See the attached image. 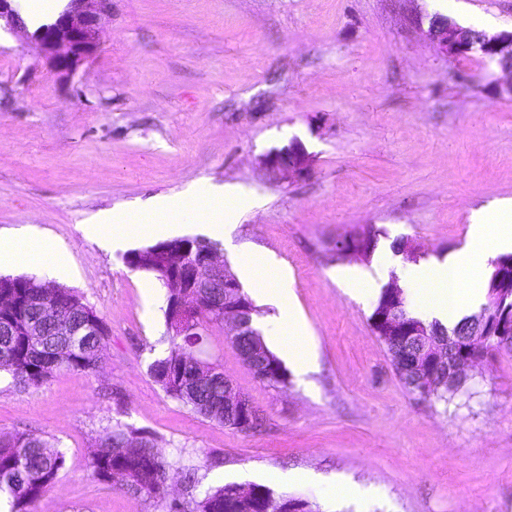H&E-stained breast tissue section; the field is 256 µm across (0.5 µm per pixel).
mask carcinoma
Masks as SVG:
<instances>
[{"mask_svg": "<svg viewBox=\"0 0 512 512\" xmlns=\"http://www.w3.org/2000/svg\"><path fill=\"white\" fill-rule=\"evenodd\" d=\"M47 293L61 309L62 319L70 323L83 321L92 313L100 323V331L79 330L71 336L55 323L44 321L39 304L35 302L40 292ZM10 296L13 319H0V371H6L28 388H39L57 371L92 372L102 363L107 330L101 318L88 306L81 295L71 288L54 285L40 290L31 287L28 276H18L5 289ZM471 323L463 319L455 328L456 336L436 322L430 323L437 339L450 346L467 340L461 335ZM375 333L384 343L392 366L406 387L415 382V374L403 367L409 354L408 346L394 336L387 335L381 326ZM169 348L165 356L150 366V374L165 394L205 418L224 423V380L221 378H194L193 369L183 368L175 373L178 358L183 353L200 356L202 336H168ZM255 375L272 386L285 382L281 361L268 353L266 365ZM110 444L95 450L91 461V475L103 482L114 473L126 475L124 485L143 491L146 496L162 499L167 482L175 476L192 480L190 469L178 460H168L151 448L152 439L144 438V447L127 448L125 444L139 439L144 431L128 424H117L109 431ZM65 465V454L50 447L44 440L26 433L0 430V493L11 498V512H33L39 501L58 481ZM233 484L228 483L208 491L199 500L192 498L174 508L173 512H215L224 503L226 492ZM255 492L247 512H280L283 496L275 495L263 485H255Z\"/></svg>", "mask_w": 512, "mask_h": 512, "instance_id": "1", "label": "carcinoma"}]
</instances>
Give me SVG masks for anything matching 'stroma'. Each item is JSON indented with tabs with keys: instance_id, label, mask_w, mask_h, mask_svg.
I'll use <instances>...</instances> for the list:
<instances>
[{
	"instance_id": "obj_1",
	"label": "stroma",
	"mask_w": 512,
	"mask_h": 512,
	"mask_svg": "<svg viewBox=\"0 0 512 512\" xmlns=\"http://www.w3.org/2000/svg\"><path fill=\"white\" fill-rule=\"evenodd\" d=\"M443 15L512 29V0H112L101 47L69 79L23 32L0 28V239L40 238L67 255L60 286L104 322V360L61 370L40 388L0 372V430L32 433L65 454L53 512H167L163 500L94 479L96 440L121 422L181 458L194 485H269L319 512H512V351L469 370L451 403L399 380L373 332L375 299L349 296L341 267L386 286L374 260L336 255L371 225L441 264L467 245L474 211L512 202V97L480 57H445L417 26ZM299 140L300 178L275 180L260 159ZM208 182L243 200L226 216L232 272L249 253L281 261L314 358L271 387L241 361L222 325L204 335L261 427L220 425L168 397L149 365L169 347L165 290L130 268L129 251L87 239L97 213L133 209ZM309 470L377 489L339 503L324 484L268 482Z\"/></svg>"
}]
</instances>
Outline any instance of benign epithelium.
<instances>
[{"label": "benign epithelium", "mask_w": 512, "mask_h": 512, "mask_svg": "<svg viewBox=\"0 0 512 512\" xmlns=\"http://www.w3.org/2000/svg\"><path fill=\"white\" fill-rule=\"evenodd\" d=\"M14 0H0V22L12 29H26L21 15L13 6ZM112 14V0H69L67 7L54 22L32 33L43 57L52 70L63 77L73 76L78 68L94 57L100 46L103 20ZM425 36L437 45L440 52L454 58L480 49L497 61H506L503 72L512 73V31L483 33L480 45H474L471 28L462 27L448 20L433 19L425 30ZM266 172L277 179L303 176L309 171V155L297 141L273 149L261 159ZM153 250L163 254L162 266L140 262L132 269L156 275L165 288H177L179 292L167 297L170 306L167 331L176 336H187L195 331L197 311L210 303L212 280H224V310L219 317L222 323L231 325L228 336L234 339L252 331L247 309L242 300V285L222 258L220 249L205 241L191 238H175L157 244ZM493 279L488 290L490 309L482 310L473 320L475 327L491 331L504 340L512 339V306L500 308L502 298L512 297V256L494 260ZM396 283L386 286L384 316L381 318L390 336L406 337L418 350L407 361L417 372V385L423 393L436 384L441 371L448 373V383L460 386L465 371L478 364L486 355L483 338L472 337L460 349L448 351L442 344L431 340L432 332L423 323H413L401 314ZM224 424L246 430L250 428L253 408L244 397L235 392L229 379H224Z\"/></svg>", "instance_id": "1"}]
</instances>
